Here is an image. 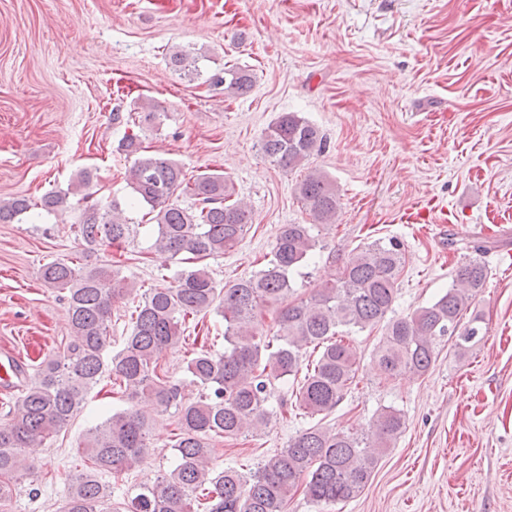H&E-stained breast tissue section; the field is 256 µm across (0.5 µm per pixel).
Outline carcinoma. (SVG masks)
Segmentation results:
<instances>
[{
	"label": "carcinoma",
	"mask_w": 512,
	"mask_h": 512,
	"mask_svg": "<svg viewBox=\"0 0 512 512\" xmlns=\"http://www.w3.org/2000/svg\"><path fill=\"white\" fill-rule=\"evenodd\" d=\"M213 87L243 95L252 75L238 67L209 78ZM325 147L318 129L295 112L282 113L261 138V150L284 170H292ZM120 150L133 159L128 180L135 203L148 208L155 223L153 247L175 259L187 257L193 267L173 280L138 293L119 268L81 270L72 262L52 261L40 269L49 288L66 291L72 341L66 351L43 362L28 379L24 393L0 423V501H7L16 482L34 476L25 449L37 447L61 431L79 411L87 394L108 372L119 382L129 407L107 416L88 430L82 443L90 466L69 476L70 491L58 512H106L111 491L101 475L139 466L149 448L151 419L135 408L142 398L158 413L174 411L179 430L175 464L139 484L129 512H285L288 496L302 491L316 504L357 497L405 425L394 408L379 411L375 436L336 432L317 424L265 455L247 470L212 467L211 441L266 428L274 382L297 377L307 349L318 358L291 391L294 407L310 417L328 415L355 381L357 350L345 335L385 323V336L375 351L380 375L396 379L426 374L437 360V339L453 340L463 354L485 336L483 318L462 314L484 287L486 265L471 257L457 266L448 290L408 316L388 318L404 266L399 241L375 240L357 250L339 268L336 281L309 296L293 298L290 272L312 258L318 240L314 225L335 226V184L323 173L306 176L297 192L315 224H284L268 266L249 278L219 288L202 261L224 254L252 224L251 210L231 201L233 186L222 173L185 177L179 163L146 154L137 135H127ZM194 200L177 203L181 195ZM64 196L50 191L40 200L0 199V224L20 220L34 207L57 210ZM78 236L87 246L121 245L132 225L105 206L85 209ZM137 300L131 333L122 349L105 357L112 307ZM276 310L277 333L260 332L258 316ZM215 312L224 318V354L201 349L187 361L186 373L201 387L195 400L182 397L162 360L186 342L182 326L189 318ZM281 400V407H288Z\"/></svg>",
	"instance_id": "1"
}]
</instances>
